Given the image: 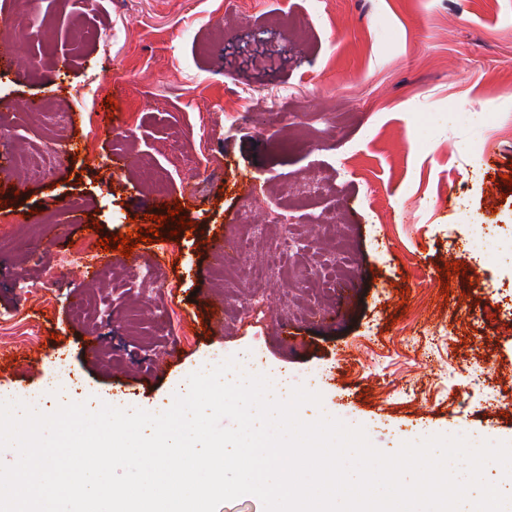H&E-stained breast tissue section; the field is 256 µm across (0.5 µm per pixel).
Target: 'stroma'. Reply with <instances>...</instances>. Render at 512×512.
I'll return each mask as SVG.
<instances>
[{
	"label": "stroma",
	"instance_id": "stroma-1",
	"mask_svg": "<svg viewBox=\"0 0 512 512\" xmlns=\"http://www.w3.org/2000/svg\"><path fill=\"white\" fill-rule=\"evenodd\" d=\"M319 6L323 17L286 29ZM0 36L15 57L0 67V153L53 138L31 99L66 112L74 139L48 178L0 169V313L34 326L41 354L28 365L18 342L0 355V393H41L63 365L80 389L149 405L210 358L249 350L300 385L320 373L322 403L302 419L363 427L380 450L433 435L512 443V307L484 314L488 297L512 295V138L494 135L512 116V0H31L19 17L0 0ZM232 102L249 122L225 119ZM106 112L146 168L113 176ZM278 135L292 144L279 157ZM311 168L325 189L291 199L285 272L263 304L246 287L225 300L206 242L236 230L241 209L264 217L275 188ZM73 202L101 239L182 203L186 229L161 230L168 263L148 241L133 252L172 284L158 307L135 292L112 303L95 284L110 315L77 321L63 271L44 299L26 294L23 281L81 239L62 216ZM32 211L37 222L15 223ZM333 213L345 239L317 228ZM474 224L494 225L491 246L445 275ZM333 258L353 287L336 284Z\"/></svg>",
	"mask_w": 512,
	"mask_h": 512
}]
</instances>
